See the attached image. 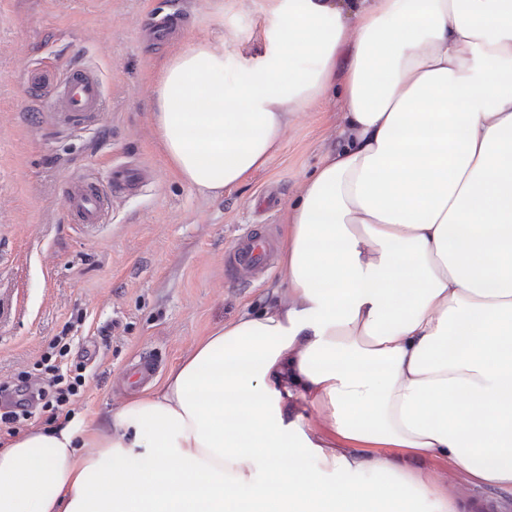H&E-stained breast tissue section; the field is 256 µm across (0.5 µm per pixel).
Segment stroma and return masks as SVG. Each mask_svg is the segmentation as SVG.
<instances>
[{"instance_id": "obj_1", "label": "stroma", "mask_w": 512, "mask_h": 512, "mask_svg": "<svg viewBox=\"0 0 512 512\" xmlns=\"http://www.w3.org/2000/svg\"><path fill=\"white\" fill-rule=\"evenodd\" d=\"M262 2L0 0V384L67 337L71 359L87 360L74 412L102 419L138 392L129 380L136 363L163 378L199 339L284 287L276 268L247 286L230 282L224 252L256 226L283 235L289 203L338 135L326 119L339 112L338 96L298 116L269 165L222 197L181 181L149 111L163 61L193 41L223 44L225 81L248 66L262 46ZM152 11L185 14L172 43L142 41ZM74 63L95 71L105 93L103 111L81 123L51 111L28 81L36 67L60 73ZM123 161L146 167L151 180L115 200L107 223H72L66 181H107ZM269 185L279 198L265 213Z\"/></svg>"}]
</instances>
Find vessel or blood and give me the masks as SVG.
<instances>
[{
  "label": "vessel or blood",
  "instance_id": "1",
  "mask_svg": "<svg viewBox=\"0 0 512 512\" xmlns=\"http://www.w3.org/2000/svg\"><path fill=\"white\" fill-rule=\"evenodd\" d=\"M30 81L48 92L52 111L74 120H84L102 109V83L90 69L74 67L59 81L47 73L35 72L31 74ZM145 177L143 169L122 164L113 165L108 180L103 183L86 176L76 177L65 190L68 210L77 223H106L112 200L137 192ZM277 248V241L270 230H247L234 240L225 254L226 276L237 280L245 275L264 274L272 267Z\"/></svg>",
  "mask_w": 512,
  "mask_h": 512
}]
</instances>
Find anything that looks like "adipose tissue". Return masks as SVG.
<instances>
[{
	"mask_svg": "<svg viewBox=\"0 0 512 512\" xmlns=\"http://www.w3.org/2000/svg\"><path fill=\"white\" fill-rule=\"evenodd\" d=\"M232 84L169 55L152 124L220 197L340 92L274 302L97 424L0 448V512H466L512 496V0H265Z\"/></svg>",
	"mask_w": 512,
	"mask_h": 512,
	"instance_id": "adipose-tissue-1",
	"label": "adipose tissue"
}]
</instances>
